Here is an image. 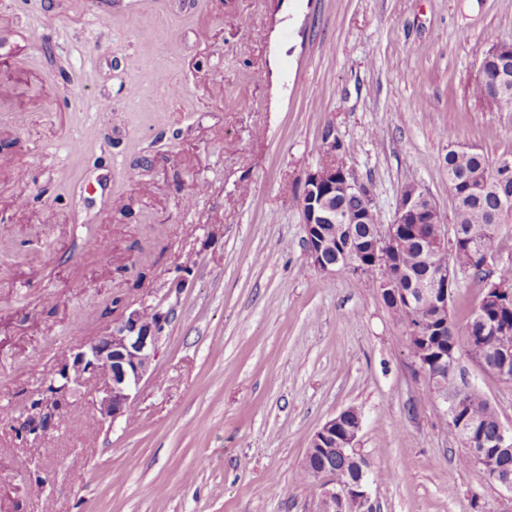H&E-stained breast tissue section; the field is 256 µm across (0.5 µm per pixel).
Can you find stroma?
Returning <instances> with one entry per match:
<instances>
[{
  "label": "stroma",
  "mask_w": 512,
  "mask_h": 512,
  "mask_svg": "<svg viewBox=\"0 0 512 512\" xmlns=\"http://www.w3.org/2000/svg\"><path fill=\"white\" fill-rule=\"evenodd\" d=\"M492 33L512 0H0V512H313L301 462L350 407L374 512H512L458 465L373 279L308 259L300 209L331 130L384 221L415 183L452 224L446 131L512 155V109L473 94ZM116 297L168 316L132 420L82 391L20 438ZM466 369L512 429V382Z\"/></svg>",
  "instance_id": "35a3bbf8"
}]
</instances>
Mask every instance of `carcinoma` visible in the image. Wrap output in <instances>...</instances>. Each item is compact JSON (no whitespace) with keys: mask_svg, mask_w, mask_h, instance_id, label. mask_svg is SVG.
<instances>
[{"mask_svg":"<svg viewBox=\"0 0 512 512\" xmlns=\"http://www.w3.org/2000/svg\"><path fill=\"white\" fill-rule=\"evenodd\" d=\"M491 41V49L481 60L480 78L475 85V97L481 101L495 96L499 84L497 73L503 67L500 60L491 55V50L508 44L498 35L492 36ZM447 139L445 162L453 185V241L449 251L431 254L413 239H406L398 258L405 276L397 287L407 289L413 283L428 288L451 260L453 265L467 270V277L480 284L484 295L489 284L484 267L500 246L503 218L512 214V177L504 182L499 180L494 170L495 162L479 149L461 145L451 132ZM386 307L403 326L442 322L426 296H418L410 306L396 307L388 302ZM438 348L445 357L431 369V377L427 379L428 394L467 390L465 404L457 419H466L469 430L457 425L448 428V432L464 444L465 452L458 463L462 466L478 465L491 477L496 471L512 475V455L494 448L501 426L497 409L481 392L468 385L461 365V358L465 355L489 373L497 364L501 351H512V301L495 305L479 300L465 324L459 326L448 321ZM331 461L336 463V471L348 480L356 479L361 467L367 465L363 458L356 461L338 455L332 459L318 451L302 468V479L312 480V472L321 470Z\"/></svg>","mask_w":512,"mask_h":512,"instance_id":"carcinoma-1","label":"carcinoma"}]
</instances>
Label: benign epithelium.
Segmentation results:
<instances>
[{
	"instance_id": "benign-epithelium-1",
	"label": "benign epithelium",
	"mask_w": 512,
	"mask_h": 512,
	"mask_svg": "<svg viewBox=\"0 0 512 512\" xmlns=\"http://www.w3.org/2000/svg\"><path fill=\"white\" fill-rule=\"evenodd\" d=\"M324 158L307 173L301 198L306 253L311 263L322 273L333 276L340 271L362 274L366 266L390 270L393 259L408 233L420 234L424 224L434 225L436 236L429 237L430 247H448V231L438 224L436 203L416 184L408 185L410 193L400 195L393 221L370 228L372 244L359 245L354 225L364 224L372 208L369 188L359 182L347 163L336 162L343 148L336 147V136L324 137ZM356 197L363 201L357 209H336V196ZM322 224L343 225V244L336 245V236H328ZM457 272L442 270L436 284L429 289L433 302L448 308V286ZM380 296L412 304L413 291L396 292L391 288L389 275L375 279ZM167 316L154 311L150 314L132 309L112 328L103 331L88 343L77 346L50 372L45 389L32 398L41 408L28 409L20 434L29 436L47 432L71 404L73 394L83 385H92L90 395L102 423L115 424L129 419L132 392L150 372L155 361L161 332ZM354 410L339 412L318 429L310 441L317 446L335 450L342 455H359L358 435L362 418L350 421ZM320 496L316 512H372L367 492L366 472L349 481L336 476V470L325 467L317 472Z\"/></svg>"
}]
</instances>
